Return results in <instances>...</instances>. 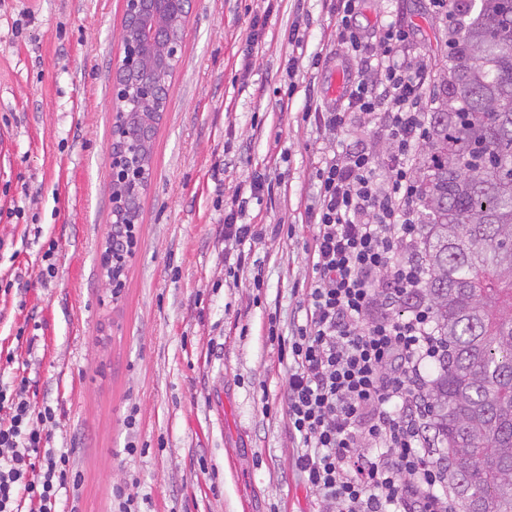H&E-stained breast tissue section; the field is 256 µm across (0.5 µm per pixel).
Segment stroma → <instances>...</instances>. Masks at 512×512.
I'll use <instances>...</instances> for the list:
<instances>
[{"label":"stroma","mask_w":512,"mask_h":512,"mask_svg":"<svg viewBox=\"0 0 512 512\" xmlns=\"http://www.w3.org/2000/svg\"><path fill=\"white\" fill-rule=\"evenodd\" d=\"M336 0H192L168 105L152 138L135 253L119 299L101 282L112 223V78L123 0H0V384L27 377L73 479L62 512H113V491L150 512H314L293 467L287 367L270 332L305 319L309 212L325 155L362 143L388 171L382 133L325 132L358 65L336 39ZM409 32L400 59L435 66L447 20L434 0H361L360 37ZM287 109H280L281 100ZM273 192H250L255 171ZM249 197L241 243L224 205ZM54 247V274L42 254ZM249 255L233 270L238 253ZM135 415V429L124 419ZM136 442L141 454L124 451ZM239 209L240 203L236 199L231 200L228 205V213L224 219V235L229 238H235L238 242L254 240L260 234L255 224H236L235 207Z\"/></svg>","instance_id":"1"}]
</instances>
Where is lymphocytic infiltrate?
<instances>
[{
  "mask_svg": "<svg viewBox=\"0 0 512 512\" xmlns=\"http://www.w3.org/2000/svg\"><path fill=\"white\" fill-rule=\"evenodd\" d=\"M358 0H336V36L359 57L343 108L320 113L325 129L375 124L394 145L388 179L366 150L326 158L310 213L314 276L304 290L305 322L278 337L289 361L288 427L303 449L295 467L321 512H450L425 460V368L442 357L431 313L416 302L424 271L418 239L413 151L428 136L424 68L365 55L353 34ZM26 385L0 386V512H60L69 455L47 445Z\"/></svg>",
  "mask_w": 512,
  "mask_h": 512,
  "instance_id": "lymphocytic-infiltrate-1",
  "label": "lymphocytic infiltrate"
}]
</instances>
